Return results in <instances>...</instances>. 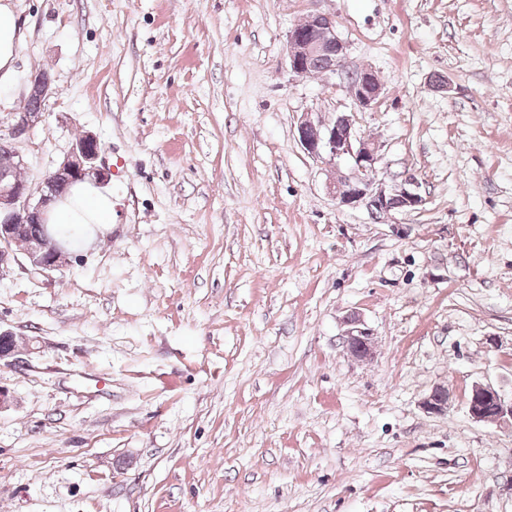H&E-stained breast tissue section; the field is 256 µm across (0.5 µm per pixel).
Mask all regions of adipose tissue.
<instances>
[{
	"label": "adipose tissue",
	"mask_w": 512,
	"mask_h": 512,
	"mask_svg": "<svg viewBox=\"0 0 512 512\" xmlns=\"http://www.w3.org/2000/svg\"><path fill=\"white\" fill-rule=\"evenodd\" d=\"M24 39L21 16L12 0H0V84L12 82ZM46 221L74 230L75 245L85 246L92 240L90 227L110 230L114 221L112 195L88 180L75 183L54 203Z\"/></svg>",
	"instance_id": "1"
}]
</instances>
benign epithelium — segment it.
Returning a JSON list of instances; mask_svg holds the SVG:
<instances>
[{
    "instance_id": "7a95c632",
    "label": "benign epithelium",
    "mask_w": 512,
    "mask_h": 512,
    "mask_svg": "<svg viewBox=\"0 0 512 512\" xmlns=\"http://www.w3.org/2000/svg\"><path fill=\"white\" fill-rule=\"evenodd\" d=\"M346 53L347 44L338 32L336 20L328 14L311 13L306 26L296 25L288 33V62L298 76H309L316 62L321 63V73L334 74L343 67ZM52 83L47 72L30 75L27 92L16 111L9 113L7 132L0 135V278L16 262L15 246L22 240L25 241L23 254L34 271L47 274L68 264L70 252L46 224L45 212L68 185L85 179L102 185L109 177V171L97 164L100 144L91 132L78 137L63 160L40 181L32 183L12 177V172L24 166L15 141L29 135L41 121ZM349 90L360 109L371 110L379 104L383 86L375 74L364 71L349 83ZM297 138L313 158L327 154L333 160L351 161L347 172L337 173L329 182V190L339 204L389 212L413 211L426 203L416 182L410 180L406 186H393L378 178V149L357 137L351 116L339 114L329 123L304 117L297 126ZM31 224L40 226V235L29 236ZM348 325L345 342L350 353L359 358L370 356L371 332L356 317L350 318ZM11 337V332L0 330V362L18 361L17 350L7 345ZM423 406L432 414L446 413L448 390L433 389ZM467 409L476 422L512 426V396H506L493 385L473 384Z\"/></svg>"
}]
</instances>
